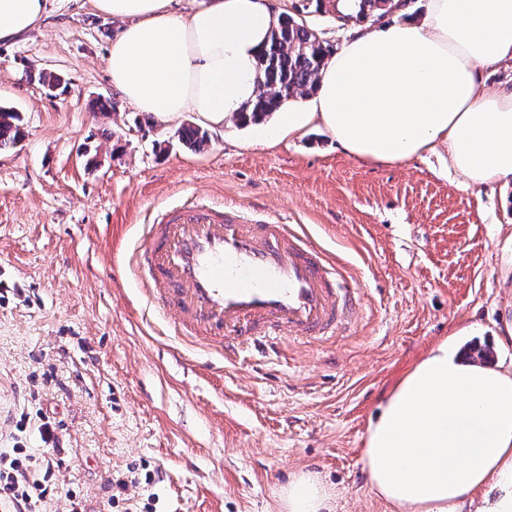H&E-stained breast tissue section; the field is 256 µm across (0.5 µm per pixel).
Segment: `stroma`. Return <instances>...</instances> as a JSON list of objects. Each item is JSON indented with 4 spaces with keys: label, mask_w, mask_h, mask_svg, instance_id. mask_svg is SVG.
<instances>
[{
    "label": "stroma",
    "mask_w": 512,
    "mask_h": 512,
    "mask_svg": "<svg viewBox=\"0 0 512 512\" xmlns=\"http://www.w3.org/2000/svg\"><path fill=\"white\" fill-rule=\"evenodd\" d=\"M117 30L90 0H47L37 31L0 43V107L22 130L0 152V453L40 458L58 438L43 512L72 494L86 512H280L299 471L337 492L335 512H390L362 464L385 398L452 332L512 364V183L465 187L443 147L378 164L320 127L270 141L271 116L194 151L178 140L194 113L96 110L118 94ZM197 200L307 236L357 288V324L232 365L180 340L130 259ZM108 479L125 490L109 497Z\"/></svg>",
    "instance_id": "1"
}]
</instances>
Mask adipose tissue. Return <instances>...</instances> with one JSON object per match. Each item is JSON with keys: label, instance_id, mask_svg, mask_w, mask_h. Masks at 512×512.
Wrapping results in <instances>:
<instances>
[{"label": "adipose tissue", "instance_id": "obj_1", "mask_svg": "<svg viewBox=\"0 0 512 512\" xmlns=\"http://www.w3.org/2000/svg\"><path fill=\"white\" fill-rule=\"evenodd\" d=\"M119 24L106 69L136 111L213 128L251 104L278 15L271 0H91ZM46 0H0V41L37 29ZM512 61V0H426L417 16L357 27L328 58L306 111L276 134L317 123L354 158L396 163L444 146L476 188L512 182V90L482 92L483 68ZM363 468L394 512H464L512 479V368L465 361L455 335L434 346L370 421ZM317 476L290 478L284 512H333Z\"/></svg>", "mask_w": 512, "mask_h": 512}]
</instances>
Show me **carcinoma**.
Wrapping results in <instances>:
<instances>
[{"label":"carcinoma","instance_id":"obj_1","mask_svg":"<svg viewBox=\"0 0 512 512\" xmlns=\"http://www.w3.org/2000/svg\"><path fill=\"white\" fill-rule=\"evenodd\" d=\"M355 12L342 15L332 7L336 19L344 22L365 20L405 6L409 0H353ZM333 52L332 46L308 28L298 14H282L271 33L260 59L263 81L253 105L241 112L239 123L259 122L280 110L291 98L314 91L319 74ZM18 113L0 108V151L15 145L21 136ZM180 140L201 151L209 143L203 129L187 124L179 131Z\"/></svg>","mask_w":512,"mask_h":512}]
</instances>
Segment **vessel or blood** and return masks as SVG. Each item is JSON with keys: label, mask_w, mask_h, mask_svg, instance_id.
Listing matches in <instances>:
<instances>
[{"label": "vessel or blood", "mask_w": 512, "mask_h": 512, "mask_svg": "<svg viewBox=\"0 0 512 512\" xmlns=\"http://www.w3.org/2000/svg\"><path fill=\"white\" fill-rule=\"evenodd\" d=\"M134 264L178 334L230 362L249 346L334 340L358 316L356 289L322 250L281 220L244 223L231 206H177Z\"/></svg>", "instance_id": "vessel-or-blood-1"}]
</instances>
